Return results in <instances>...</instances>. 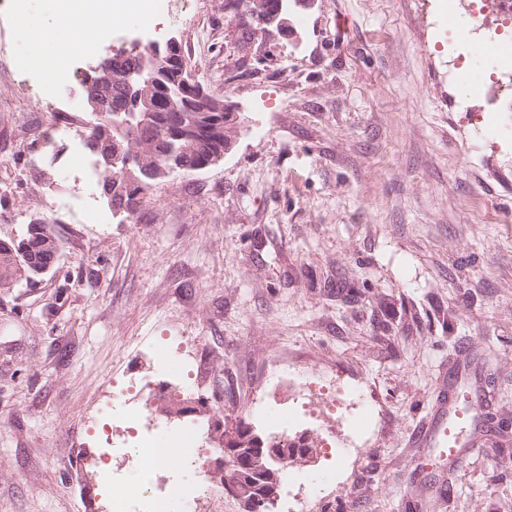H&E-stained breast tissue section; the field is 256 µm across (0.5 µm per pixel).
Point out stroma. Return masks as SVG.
I'll return each mask as SVG.
<instances>
[{
    "instance_id": "stroma-1",
    "label": "stroma",
    "mask_w": 512,
    "mask_h": 512,
    "mask_svg": "<svg viewBox=\"0 0 512 512\" xmlns=\"http://www.w3.org/2000/svg\"><path fill=\"white\" fill-rule=\"evenodd\" d=\"M157 42L181 39L196 79L236 103L224 159L147 192L140 223L96 224L65 200L107 210L73 171L85 125L80 81L39 91L17 73L27 28L0 11V239L50 224L58 267L0 289V512H104L82 470L100 465V407L125 377L182 379L138 347L190 337L203 396L226 422L250 413L269 361L333 373L375 409L315 512H512V112L450 76L480 29L448 44L433 0H315L291 8L295 40L251 74L230 44L224 0H166ZM62 183L33 177L46 136ZM489 386L480 454L430 471L412 447L449 360Z\"/></svg>"
}]
</instances>
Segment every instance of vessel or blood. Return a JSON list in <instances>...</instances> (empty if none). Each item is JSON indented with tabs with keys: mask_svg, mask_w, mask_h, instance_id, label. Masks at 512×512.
<instances>
[{
	"mask_svg": "<svg viewBox=\"0 0 512 512\" xmlns=\"http://www.w3.org/2000/svg\"><path fill=\"white\" fill-rule=\"evenodd\" d=\"M484 401V391L470 371L451 365L447 395L439 399L433 418L413 437L418 447L427 449L429 464L444 469L479 453L472 433L480 423Z\"/></svg>",
	"mask_w": 512,
	"mask_h": 512,
	"instance_id": "b4317fda",
	"label": "vessel or blood"
}]
</instances>
